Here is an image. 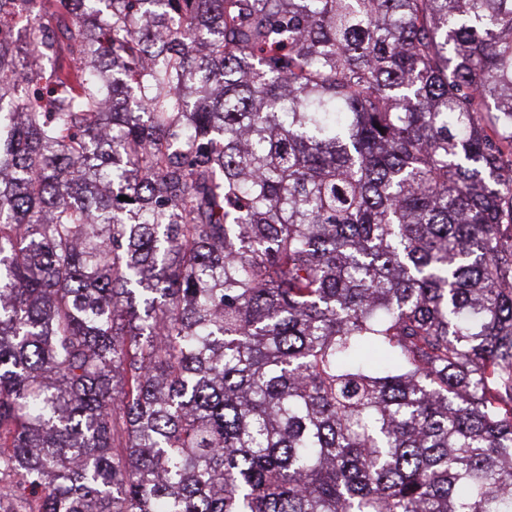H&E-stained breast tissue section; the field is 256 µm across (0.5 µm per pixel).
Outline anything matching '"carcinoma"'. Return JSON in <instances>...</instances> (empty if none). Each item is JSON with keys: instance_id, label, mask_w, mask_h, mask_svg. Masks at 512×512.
<instances>
[{"instance_id": "obj_1", "label": "carcinoma", "mask_w": 512, "mask_h": 512, "mask_svg": "<svg viewBox=\"0 0 512 512\" xmlns=\"http://www.w3.org/2000/svg\"><path fill=\"white\" fill-rule=\"evenodd\" d=\"M506 225L512 0H0V512H512Z\"/></svg>"}]
</instances>
